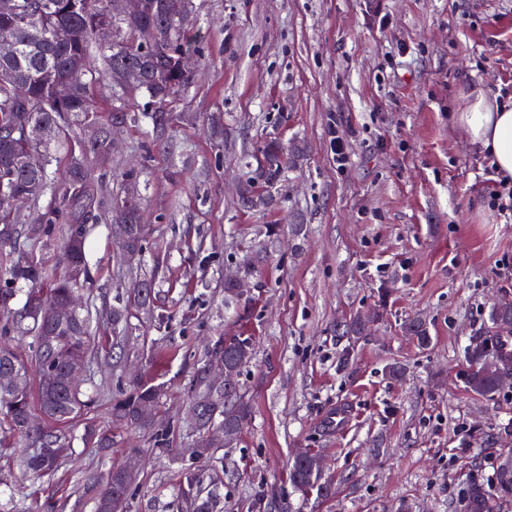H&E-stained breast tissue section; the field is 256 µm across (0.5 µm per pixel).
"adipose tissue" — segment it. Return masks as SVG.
<instances>
[{"label": "adipose tissue", "instance_id": "adipose-tissue-1", "mask_svg": "<svg viewBox=\"0 0 512 512\" xmlns=\"http://www.w3.org/2000/svg\"><path fill=\"white\" fill-rule=\"evenodd\" d=\"M454 118L469 143L489 155L499 177L512 179V103L477 92L462 101Z\"/></svg>", "mask_w": 512, "mask_h": 512}]
</instances>
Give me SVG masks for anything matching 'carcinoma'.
Segmentation results:
<instances>
[{
    "instance_id": "cac0c4a2",
    "label": "carcinoma",
    "mask_w": 512,
    "mask_h": 512,
    "mask_svg": "<svg viewBox=\"0 0 512 512\" xmlns=\"http://www.w3.org/2000/svg\"><path fill=\"white\" fill-rule=\"evenodd\" d=\"M141 15L126 23L122 40L110 45L96 41L97 27L110 19L107 0H0V25L11 23L16 29L13 43L0 46V204L4 209L18 203L35 202L52 190L54 182L49 168L35 171L25 168L20 158L36 147L53 162L61 149H68L71 133L79 135L85 157L104 161L111 155L109 125L100 121L88 91L93 58L101 56L105 71L114 75L120 70L135 68L143 72L144 82L138 88L160 103L171 87L182 89L189 84V75L178 63L181 52L194 51L187 37L183 8L185 0H143ZM147 25L156 32L155 41L143 45L132 38V27ZM66 83L73 89L72 97L59 101L54 88ZM302 150L299 146L287 151L277 140L268 141L256 167L250 169L244 202L253 207L268 203L269 197L257 189L271 187L295 165ZM70 182L65 199L71 216L67 224L46 218L32 233L19 217L10 223L0 219V249L9 248V263L0 268V308L5 309L16 287H27L21 311L0 324V335L9 338L20 334L29 339L27 351L0 350V378L14 379L12 386L0 384V418L12 431L27 442V450L16 459L19 469L42 477L54 476L64 458L51 459L43 448H71L72 437L50 426L32 424V411L39 408L50 421L66 423L77 417L93 401V395L83 388H71L65 381L68 365L73 360L88 361L95 348V339L102 315L94 308L79 309L74 322L60 324L52 314L54 304L75 292L89 276V264L84 244L100 206L98 189L87 161L70 164ZM141 202L125 204V199L113 203L112 221L130 229V248L135 256L147 251L150 236L140 223ZM61 235L67 240V264L79 266L84 275L74 278L57 275L56 269L37 257V252ZM225 299L247 314L251 299L235 295L234 286L224 284ZM156 300L152 282L142 281L124 305L112 307L109 323L115 339H120L127 324L128 311L138 309L146 315L155 311ZM491 332L497 336L512 334V309L494 307L489 314ZM406 331L421 347L429 346L426 322L414 318ZM253 339L236 334L218 338L197 364L192 403L198 408V420L190 441L178 449L181 458L191 462L182 469L176 495L177 512H219L221 503L218 483L205 477L194 463L210 456L213 444L211 430L223 427L238 433L250 415V407L239 397L224 404V390L212 387L206 378V366L215 357H223L232 370L234 380L252 358ZM468 370L464 383L473 393L492 397L500 389L497 369L503 360L486 339L466 350ZM163 395L156 385L141 379L115 400L112 415L132 426L148 427L150 422L141 415L147 403L158 404ZM289 482L294 492L307 496L316 492L329 493L316 455L294 458L289 468ZM135 486V476L126 470L107 465L98 459L97 469L88 475L83 490L93 504V512H127ZM465 512H492L493 503L484 480H472L467 485Z\"/></svg>"
}]
</instances>
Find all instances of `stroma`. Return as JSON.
<instances>
[{"label":"stroma","instance_id":"1","mask_svg":"<svg viewBox=\"0 0 512 512\" xmlns=\"http://www.w3.org/2000/svg\"><path fill=\"white\" fill-rule=\"evenodd\" d=\"M187 25L199 53L163 133L143 119L155 109L143 90L104 75L89 89L114 127L109 161L89 167L103 197L138 192L152 244L127 260L101 210L78 296L106 312L141 277L154 316L131 319L118 344L100 338L112 369L65 423L75 441L54 477L16 468L26 442L0 422V512L33 498L40 512H92L88 426L111 435L112 463L138 470L130 512H176L195 365L240 333L254 340L240 376L251 415L200 463L222 482L223 512H460L469 477H493L512 453V385L484 398L463 379L466 347L512 300V222L489 207L493 166L454 112L475 90L512 99V0H193ZM273 138L303 155L268 206L244 207L246 166ZM237 272L254 287L239 322L224 313ZM357 315L370 324L352 335ZM417 317L425 348L405 330ZM137 377L165 387L152 417L166 445L112 417ZM341 405L350 426L327 431ZM302 450L324 456L331 495L293 493Z\"/></svg>","mask_w":512,"mask_h":512}]
</instances>
